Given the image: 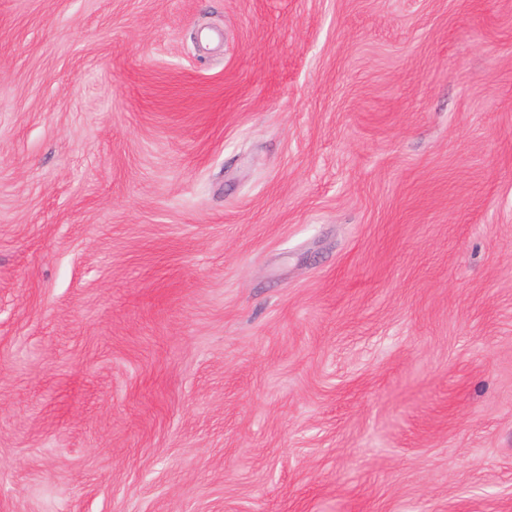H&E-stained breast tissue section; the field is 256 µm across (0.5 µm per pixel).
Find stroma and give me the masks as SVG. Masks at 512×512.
I'll return each mask as SVG.
<instances>
[{"label":"stroma","instance_id":"stroma-1","mask_svg":"<svg viewBox=\"0 0 512 512\" xmlns=\"http://www.w3.org/2000/svg\"><path fill=\"white\" fill-rule=\"evenodd\" d=\"M512 512V0H0V512Z\"/></svg>","mask_w":512,"mask_h":512}]
</instances>
